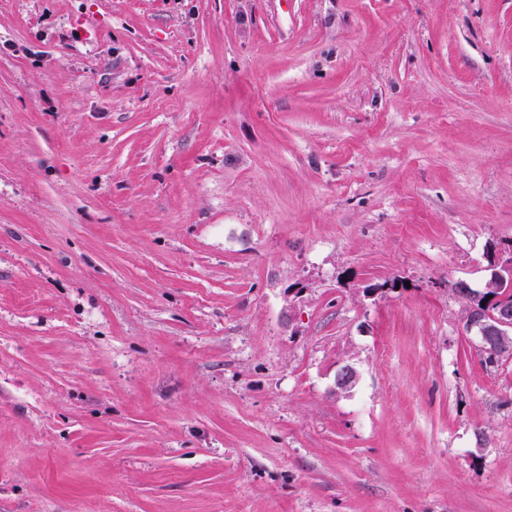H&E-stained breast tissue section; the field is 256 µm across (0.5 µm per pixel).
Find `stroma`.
<instances>
[{
	"instance_id": "stroma-1",
	"label": "stroma",
	"mask_w": 512,
	"mask_h": 512,
	"mask_svg": "<svg viewBox=\"0 0 512 512\" xmlns=\"http://www.w3.org/2000/svg\"><path fill=\"white\" fill-rule=\"evenodd\" d=\"M509 252L512 0H0V512H512ZM509 254L494 263L495 281L487 287L488 291L497 293L491 301L496 304V310L481 311L471 306L466 309L469 331H474L483 343L494 340L500 357L512 354V252ZM507 284L509 289L504 290Z\"/></svg>"
}]
</instances>
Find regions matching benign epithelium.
I'll return each instance as SVG.
<instances>
[{
    "label": "benign epithelium",
    "mask_w": 512,
    "mask_h": 512,
    "mask_svg": "<svg viewBox=\"0 0 512 512\" xmlns=\"http://www.w3.org/2000/svg\"><path fill=\"white\" fill-rule=\"evenodd\" d=\"M494 267L495 280L488 284L487 290L496 292L492 299L496 310L481 311L470 306L466 309V321L481 342L494 340L502 357L512 354V291L507 289L512 283V255L497 261Z\"/></svg>",
    "instance_id": "benign-epithelium-1"
}]
</instances>
